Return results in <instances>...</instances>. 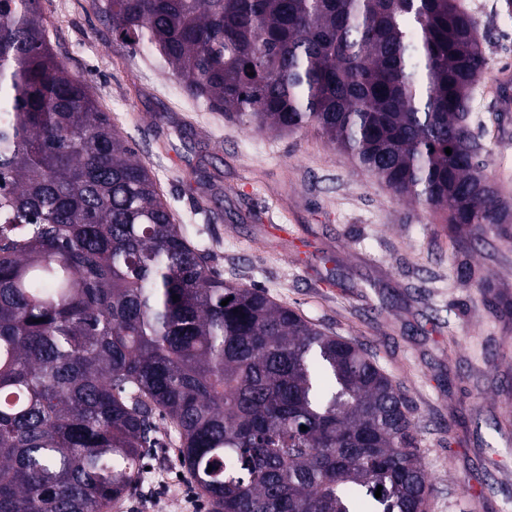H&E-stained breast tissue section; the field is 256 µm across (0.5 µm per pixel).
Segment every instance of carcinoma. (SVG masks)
Listing matches in <instances>:
<instances>
[{"label": "carcinoma", "mask_w": 512, "mask_h": 512, "mask_svg": "<svg viewBox=\"0 0 512 512\" xmlns=\"http://www.w3.org/2000/svg\"><path fill=\"white\" fill-rule=\"evenodd\" d=\"M93 4L191 98L258 132L315 128L446 214L459 251L512 222L468 120L487 66L458 0ZM213 262L39 0H0V512H103L172 433L209 512H424L400 385Z\"/></svg>", "instance_id": "obj_1"}]
</instances>
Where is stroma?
Wrapping results in <instances>:
<instances>
[{
    "instance_id": "1",
    "label": "stroma",
    "mask_w": 512,
    "mask_h": 512,
    "mask_svg": "<svg viewBox=\"0 0 512 512\" xmlns=\"http://www.w3.org/2000/svg\"><path fill=\"white\" fill-rule=\"evenodd\" d=\"M488 62L471 99L486 172L512 205V111L492 109L512 70L505 0H460ZM53 51L82 77L150 169L196 246L225 277L264 288L324 331L358 342L412 401L426 512H512V230L457 252L446 217L397 200L315 129L255 132L187 97L149 51L116 42L91 0H40ZM475 271L462 280L459 264ZM117 512H206L174 448L145 457Z\"/></svg>"
}]
</instances>
